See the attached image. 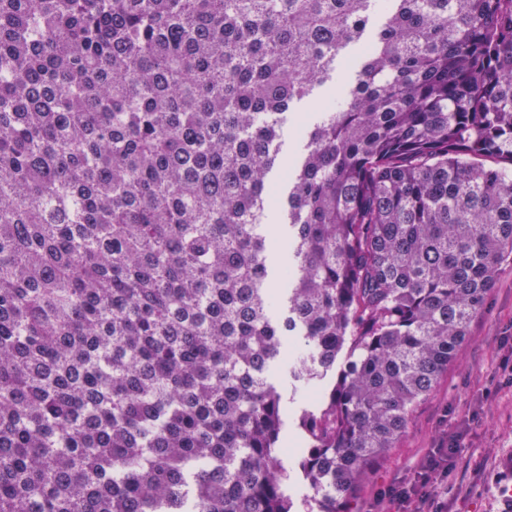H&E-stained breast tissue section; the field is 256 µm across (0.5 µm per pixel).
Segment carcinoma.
<instances>
[{
    "instance_id": "1",
    "label": "carcinoma",
    "mask_w": 512,
    "mask_h": 512,
    "mask_svg": "<svg viewBox=\"0 0 512 512\" xmlns=\"http://www.w3.org/2000/svg\"><path fill=\"white\" fill-rule=\"evenodd\" d=\"M511 262L512 0H0V512H351ZM336 378V372H328L327 377L321 381L319 384H312L305 387L303 390L299 391L296 395V403L291 405L297 413L301 407H309L312 408L316 401L319 399V393L322 391V388L330 387Z\"/></svg>"
}]
</instances>
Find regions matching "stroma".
Returning <instances> with one entry per match:
<instances>
[{
	"label": "stroma",
	"instance_id": "obj_1",
	"mask_svg": "<svg viewBox=\"0 0 512 512\" xmlns=\"http://www.w3.org/2000/svg\"><path fill=\"white\" fill-rule=\"evenodd\" d=\"M512 337V265L502 266L485 310L471 326L463 344L435 390L413 411L406 432L378 474L358 488L352 512H371L376 495L387 485L409 481L428 448L441 436L465 429L464 446L453 481L475 486L469 512H500L493 482L498 469L491 457L512 452V387L501 384L498 366L503 337ZM481 406L478 423H469L474 406Z\"/></svg>",
	"mask_w": 512,
	"mask_h": 512
}]
</instances>
